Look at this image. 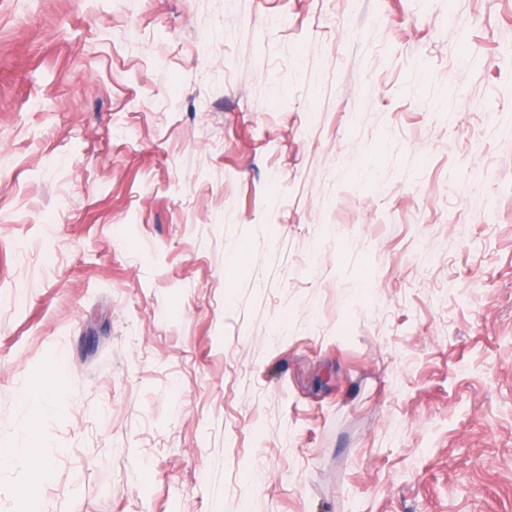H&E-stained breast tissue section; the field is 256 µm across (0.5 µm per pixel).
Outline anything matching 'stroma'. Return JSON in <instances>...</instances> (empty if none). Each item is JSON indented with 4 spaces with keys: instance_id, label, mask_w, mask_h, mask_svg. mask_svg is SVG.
<instances>
[{
    "instance_id": "stroma-1",
    "label": "stroma",
    "mask_w": 512,
    "mask_h": 512,
    "mask_svg": "<svg viewBox=\"0 0 512 512\" xmlns=\"http://www.w3.org/2000/svg\"><path fill=\"white\" fill-rule=\"evenodd\" d=\"M511 47L512 0H0V512H512ZM33 456L28 448H0V466L32 470Z\"/></svg>"
}]
</instances>
